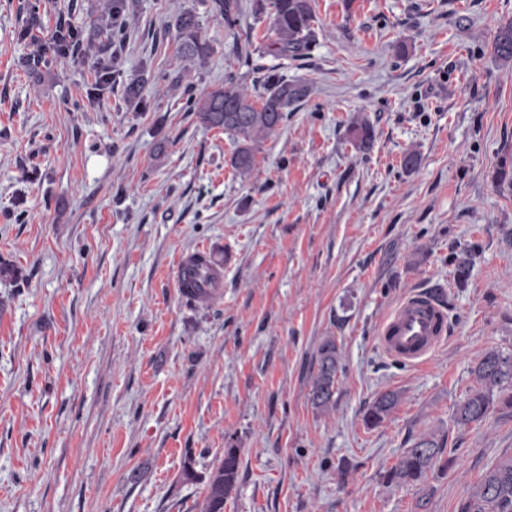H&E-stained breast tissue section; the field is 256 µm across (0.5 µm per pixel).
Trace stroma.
Listing matches in <instances>:
<instances>
[{
	"label": "stroma",
	"mask_w": 512,
	"mask_h": 512,
	"mask_svg": "<svg viewBox=\"0 0 512 512\" xmlns=\"http://www.w3.org/2000/svg\"><path fill=\"white\" fill-rule=\"evenodd\" d=\"M68 2L0 0V266L15 271L0 278V512H203L183 471L231 444L224 512H460L512 455L511 411L453 421L483 354H512V187L496 180L512 163V63L493 51L512 0H312L294 59L270 53L253 0L231 29L212 0H138L120 81L100 91L96 58L50 49L61 13L95 22L100 0ZM187 8L213 47L199 71L177 54ZM231 72L249 90L267 72L310 87L246 176L233 139L189 110ZM141 74L137 112L123 90ZM204 243L227 256L207 305L173 281L177 254ZM421 289L442 290L448 338L411 366L378 328ZM328 336L340 371L321 411ZM386 390L398 406L366 426ZM424 433L453 466L384 483ZM316 373L312 379L311 401L319 410L335 406L336 384L339 372V351L336 339L326 337L320 344L315 358Z\"/></svg>",
	"instance_id": "obj_1"
}]
</instances>
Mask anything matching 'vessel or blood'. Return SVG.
Here are the masks:
<instances>
[{"label": "vessel or blood", "instance_id": "obj_1", "mask_svg": "<svg viewBox=\"0 0 512 512\" xmlns=\"http://www.w3.org/2000/svg\"><path fill=\"white\" fill-rule=\"evenodd\" d=\"M224 250L200 245L178 254L174 282L181 295L212 300L224 293ZM448 333V314L436 295L417 292L403 298L382 322L379 345L389 356L416 365L431 356Z\"/></svg>", "mask_w": 512, "mask_h": 512}]
</instances>
